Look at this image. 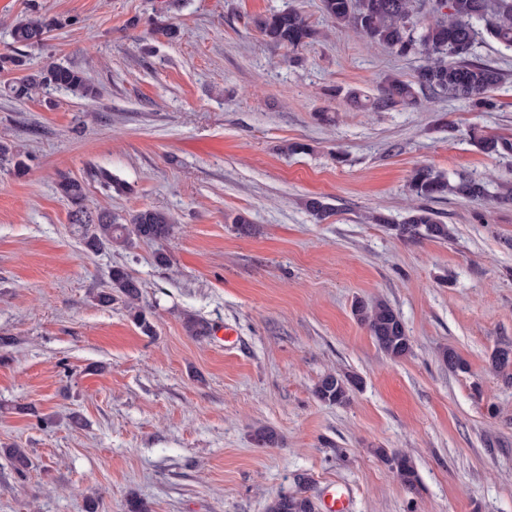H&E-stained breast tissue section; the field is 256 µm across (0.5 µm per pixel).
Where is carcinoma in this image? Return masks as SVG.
I'll return each instance as SVG.
<instances>
[{
	"label": "carcinoma",
	"mask_w": 512,
	"mask_h": 512,
	"mask_svg": "<svg viewBox=\"0 0 512 512\" xmlns=\"http://www.w3.org/2000/svg\"><path fill=\"white\" fill-rule=\"evenodd\" d=\"M324 17L338 29H352L370 42L384 46L399 57L420 56L425 64L404 81L387 76L380 93L372 102L379 109L395 104H411L420 95H446L461 99L474 108L492 106L490 92L502 80L499 69L472 60V50L479 30H485L498 43L512 48V0H321ZM265 40L275 46L298 49L310 44L317 32L298 12H276L254 19ZM64 26L58 18L30 16L13 24V42L26 48L45 45L47 34ZM63 89L80 98L97 94V88L87 73L78 68L53 65L37 75H27L8 87L18 98ZM475 144L485 153L512 154V141L487 137L475 138ZM98 180L118 195L125 184L105 169L98 171ZM409 191L422 201H434L452 195L464 199H480L488 195L486 183L466 175L452 179L430 167L415 169L409 178ZM57 191L71 206L69 223L84 231L87 245L97 249L119 247L128 249L135 242L158 243L167 240L174 231L172 218L157 209H141L122 220L105 211H95L86 203L84 183L60 176ZM374 224H384L396 237L410 242H448L452 228L442 223L437 214L425 205L410 211L401 224H390L377 213L369 216ZM111 289L125 297L133 322L145 333L153 332L147 311L140 306L141 283L120 266L112 267ZM357 321L369 332L377 347L391 359H401L411 351V340L399 314L385 301H359L353 308ZM188 335L208 334V323L195 316L184 321ZM494 372L512 383V347H498L490 357ZM356 376L348 373H328L314 388L315 398L329 405H343L358 386ZM16 472L22 474L29 466L26 449L7 451ZM389 469L407 488L418 482L411 458L402 451L383 453ZM314 501L301 489L277 497L269 512H315Z\"/></svg>",
	"instance_id": "cac0c4a2"
}]
</instances>
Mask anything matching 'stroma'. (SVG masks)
<instances>
[{
    "instance_id": "35a3bbf8",
    "label": "stroma",
    "mask_w": 512,
    "mask_h": 512,
    "mask_svg": "<svg viewBox=\"0 0 512 512\" xmlns=\"http://www.w3.org/2000/svg\"><path fill=\"white\" fill-rule=\"evenodd\" d=\"M288 9L319 32L295 51L254 24ZM35 14L70 24L0 72V138L27 165H0V512H128L134 498L149 512H267L303 476L317 503L345 486L351 512H512V386L489 370L512 343V203L432 202L447 243L364 220L402 222L420 166L512 183V156L473 142L512 140V49L484 33L473 48L503 74L493 109L377 110L383 78L412 79L419 59L336 30L319 0H0V54ZM156 15L177 38L151 30ZM51 65L87 70L99 97L5 92ZM100 169L127 192L103 188ZM63 175L90 208L170 213L172 237L89 249L55 190ZM312 197L330 217L305 209ZM240 214L256 234L237 232ZM116 266L140 281L152 335L120 294L99 303ZM358 299L398 312L407 357L378 349ZM189 315L210 335L188 336ZM446 346L466 371L449 372ZM331 370L360 380L347 405L312 393ZM260 426L277 447L255 445ZM380 448L410 455L415 489Z\"/></svg>"
}]
</instances>
